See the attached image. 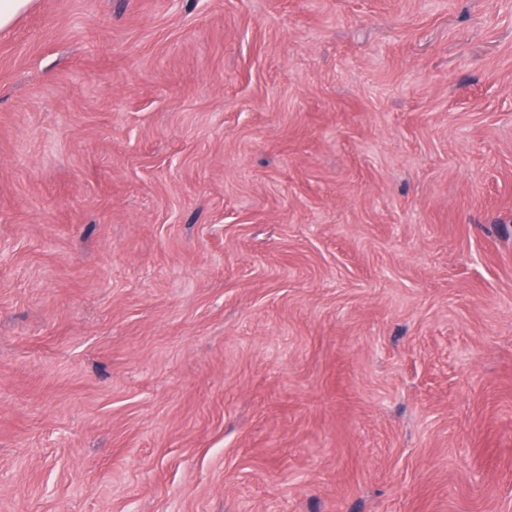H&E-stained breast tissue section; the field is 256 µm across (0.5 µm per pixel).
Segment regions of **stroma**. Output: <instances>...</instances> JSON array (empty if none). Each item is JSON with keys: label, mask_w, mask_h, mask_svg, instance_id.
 I'll return each mask as SVG.
<instances>
[{"label": "stroma", "mask_w": 512, "mask_h": 512, "mask_svg": "<svg viewBox=\"0 0 512 512\" xmlns=\"http://www.w3.org/2000/svg\"><path fill=\"white\" fill-rule=\"evenodd\" d=\"M0 512H512V0L0 32Z\"/></svg>", "instance_id": "1"}]
</instances>
